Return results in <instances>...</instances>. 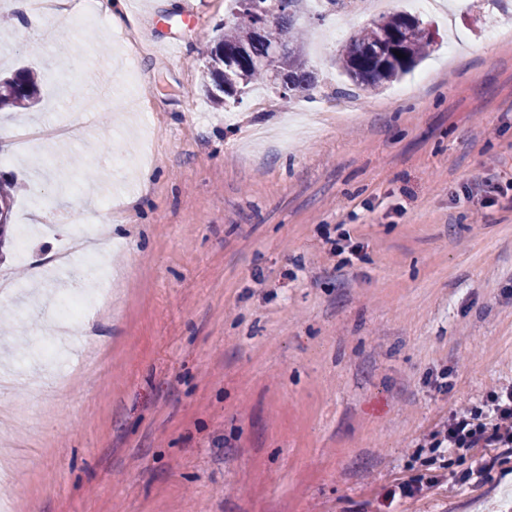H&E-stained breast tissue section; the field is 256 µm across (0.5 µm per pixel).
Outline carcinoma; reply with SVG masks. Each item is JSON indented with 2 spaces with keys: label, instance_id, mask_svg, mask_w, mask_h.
<instances>
[{
  "label": "carcinoma",
  "instance_id": "obj_1",
  "mask_svg": "<svg viewBox=\"0 0 512 512\" xmlns=\"http://www.w3.org/2000/svg\"><path fill=\"white\" fill-rule=\"evenodd\" d=\"M280 9L258 29L259 16L241 0H233L232 19L224 34L208 50L202 72V91L218 106L245 93L253 85L282 86L281 96L292 98L308 90L314 71L303 42L306 30L294 24L300 0H279ZM424 22L399 11L383 15L352 36L337 58L339 69L365 91L381 90L399 80L429 54L433 39L423 33ZM404 54L399 58L395 52ZM39 73L21 68L0 79V106H31L38 94ZM16 185L0 180V224L9 223Z\"/></svg>",
  "mask_w": 512,
  "mask_h": 512
}]
</instances>
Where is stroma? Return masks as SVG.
Returning a JSON list of instances; mask_svg holds the SVG:
<instances>
[{
    "mask_svg": "<svg viewBox=\"0 0 512 512\" xmlns=\"http://www.w3.org/2000/svg\"><path fill=\"white\" fill-rule=\"evenodd\" d=\"M127 2L120 28L58 17L60 41L0 28V75L41 76L31 111L0 109V133L89 129L0 163L18 185L0 241L17 290L0 298L15 512H507L512 459L421 445L454 406L512 386L505 0H394L436 44L374 94L339 73L342 40L315 47L374 5L298 7L313 86L286 104L257 84L226 108L199 84L228 0ZM38 219L20 263L19 227ZM345 231L361 249L343 267L329 242ZM76 232L102 243L112 304L60 363L34 347L57 312L47 260ZM408 480L421 493L383 507Z\"/></svg>",
    "mask_w": 512,
    "mask_h": 512,
    "instance_id": "obj_1",
    "label": "stroma"
}]
</instances>
